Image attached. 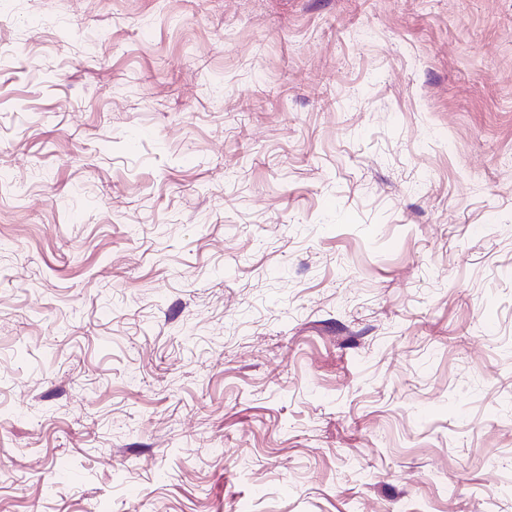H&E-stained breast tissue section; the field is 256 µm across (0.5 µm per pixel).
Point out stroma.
<instances>
[{
  "label": "stroma",
  "instance_id": "obj_1",
  "mask_svg": "<svg viewBox=\"0 0 512 512\" xmlns=\"http://www.w3.org/2000/svg\"><path fill=\"white\" fill-rule=\"evenodd\" d=\"M0 46V512H512V0Z\"/></svg>",
  "mask_w": 512,
  "mask_h": 512
}]
</instances>
